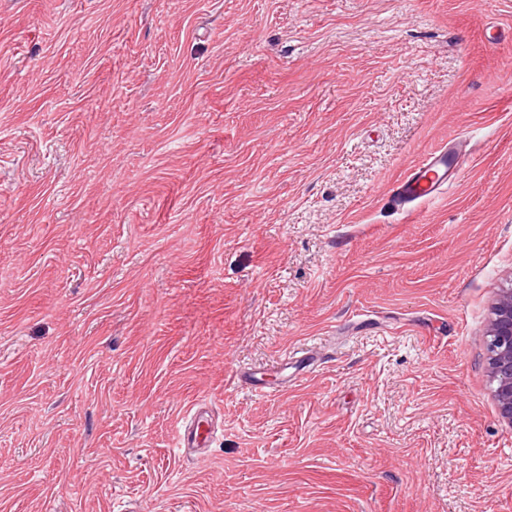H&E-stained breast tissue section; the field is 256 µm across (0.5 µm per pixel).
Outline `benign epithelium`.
I'll return each instance as SVG.
<instances>
[{
  "label": "benign epithelium",
  "instance_id": "7a95c632",
  "mask_svg": "<svg viewBox=\"0 0 512 512\" xmlns=\"http://www.w3.org/2000/svg\"><path fill=\"white\" fill-rule=\"evenodd\" d=\"M495 398L503 418L512 424V288L499 294L487 332Z\"/></svg>",
  "mask_w": 512,
  "mask_h": 512
}]
</instances>
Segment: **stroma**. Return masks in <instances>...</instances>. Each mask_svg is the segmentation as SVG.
Instances as JSON below:
<instances>
[{
    "label": "stroma",
    "mask_w": 512,
    "mask_h": 512,
    "mask_svg": "<svg viewBox=\"0 0 512 512\" xmlns=\"http://www.w3.org/2000/svg\"><path fill=\"white\" fill-rule=\"evenodd\" d=\"M510 287L512 0H0V512H512ZM461 167L458 152L447 147L437 149L394 183L392 195L403 206L430 201L458 177ZM489 364L500 414L512 424V288L499 294L487 332ZM206 413L199 409L190 415L188 423L177 437L178 448H191L194 452L201 453L211 444L214 430L204 416Z\"/></svg>",
    "instance_id": "1"
}]
</instances>
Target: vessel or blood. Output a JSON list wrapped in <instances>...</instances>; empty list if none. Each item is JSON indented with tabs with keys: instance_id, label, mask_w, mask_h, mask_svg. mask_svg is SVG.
Segmentation results:
<instances>
[{
	"instance_id": "b4317fda",
	"label": "vessel or blood",
	"mask_w": 512,
	"mask_h": 512,
	"mask_svg": "<svg viewBox=\"0 0 512 512\" xmlns=\"http://www.w3.org/2000/svg\"><path fill=\"white\" fill-rule=\"evenodd\" d=\"M458 152L443 147L429 153L408 169L393 185L392 195L401 205H418L437 197L461 170ZM213 439V430L203 411H194L177 437V445L202 452Z\"/></svg>"
}]
</instances>
